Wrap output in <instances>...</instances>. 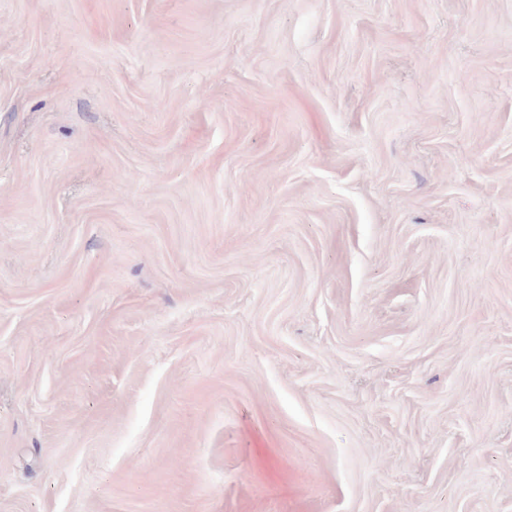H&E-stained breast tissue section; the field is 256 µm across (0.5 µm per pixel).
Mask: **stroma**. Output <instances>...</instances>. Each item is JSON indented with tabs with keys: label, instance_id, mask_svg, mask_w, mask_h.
Listing matches in <instances>:
<instances>
[{
	"label": "stroma",
	"instance_id": "obj_1",
	"mask_svg": "<svg viewBox=\"0 0 512 512\" xmlns=\"http://www.w3.org/2000/svg\"><path fill=\"white\" fill-rule=\"evenodd\" d=\"M0 512H512V0H0Z\"/></svg>",
	"mask_w": 512,
	"mask_h": 512
}]
</instances>
